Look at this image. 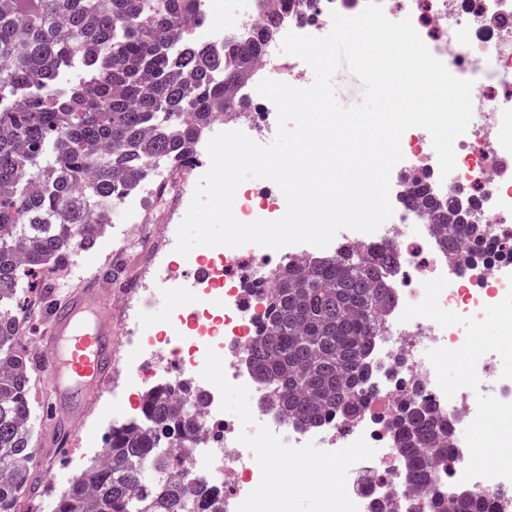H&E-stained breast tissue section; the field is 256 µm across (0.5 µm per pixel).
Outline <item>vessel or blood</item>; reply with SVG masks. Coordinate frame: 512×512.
<instances>
[{"mask_svg": "<svg viewBox=\"0 0 512 512\" xmlns=\"http://www.w3.org/2000/svg\"><path fill=\"white\" fill-rule=\"evenodd\" d=\"M112 335L98 288L84 289L58 305L43 339L44 369L55 383L47 400L52 413L84 412L86 396L112 373Z\"/></svg>", "mask_w": 512, "mask_h": 512, "instance_id": "1", "label": "vessel or blood"}]
</instances>
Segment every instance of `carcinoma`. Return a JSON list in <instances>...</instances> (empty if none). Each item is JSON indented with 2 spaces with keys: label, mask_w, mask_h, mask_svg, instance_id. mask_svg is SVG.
<instances>
[{
  "label": "carcinoma",
  "mask_w": 512,
  "mask_h": 512,
  "mask_svg": "<svg viewBox=\"0 0 512 512\" xmlns=\"http://www.w3.org/2000/svg\"><path fill=\"white\" fill-rule=\"evenodd\" d=\"M201 0H0V512H16L36 481L32 370L16 348L18 299L36 270H60L95 245L112 207L152 160L183 167L212 113L247 106L230 91L248 81L262 45L280 34L293 0H255L264 16L250 38L215 47L187 27ZM78 65L68 85L62 73ZM411 204L436 229L440 251L481 257L484 224L450 220L454 198L424 181ZM389 247H341L333 256L275 271L249 356L256 379L288 420L318 425L357 414L379 387L363 360L390 302ZM391 417L410 483L442 503L436 466L448 461L452 418L419 386ZM198 390L147 391L146 422L114 426L106 462L94 460L54 512H224V495L188 486L182 457L198 428ZM451 512H489L490 493L448 490Z\"/></svg>",
  "instance_id": "obj_1"
}]
</instances>
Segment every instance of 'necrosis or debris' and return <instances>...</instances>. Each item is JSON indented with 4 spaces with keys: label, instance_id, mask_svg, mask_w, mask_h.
I'll return each mask as SVG.
<instances>
[{
    "label": "necrosis or debris",
    "instance_id": "1",
    "mask_svg": "<svg viewBox=\"0 0 512 512\" xmlns=\"http://www.w3.org/2000/svg\"><path fill=\"white\" fill-rule=\"evenodd\" d=\"M236 0H202L206 17L193 29L201 41L218 45L253 24L242 14ZM367 0H318L313 18L288 22L298 34L320 35L330 30L332 12L353 16ZM385 15L393 21L410 19L430 51L457 78L473 83V115L466 132L455 141L456 168L450 180H442L437 155L429 133L407 130L401 140L407 161V181L392 183L393 216L374 233L340 231L328 253L341 245L382 244L396 249L398 265L389 276L392 300L387 308L381 336L369 353L368 378L382 388L369 398L362 411L347 424L329 419L314 428L288 423L273 412L253 406L246 415L228 419L221 415V389L231 385L251 395L260 387L250 371L247 352L256 325L265 311L272 283L270 266L312 259L313 251L297 245L267 250V266L252 269L248 277L235 275L241 259L252 245L238 248L206 247L197 259L208 267L197 280L193 295L197 305L185 310L171 300L169 327L153 332L140 317L127 320V343L132 348L124 362L126 383L137 388L143 364L184 360L188 372L207 381L200 422L199 450L184 464L186 481L204 477L224 492V512H287L289 483H272L271 471L285 474L301 465L304 451H320L323 467L312 471L308 483L317 486L323 512H374L378 498H399L413 512H428L426 491L407 488L405 472L385 423L405 400L410 384L442 410L451 412L467 429L498 432L512 424V370L501 362L507 353L501 347L475 345L471 336L489 329L512 334V260L502 257L500 244L512 240V227L501 224L512 215V85L503 93L490 86L512 76V0H382ZM277 45H264L250 80L238 88L240 97L252 103L251 112L216 120L214 129L247 127L252 138L265 142L274 137L277 125L271 119L273 104L256 91L257 84L278 68ZM200 165L169 168L150 166L147 178L125 192L119 202L124 222L116 235L124 249H132L134 224H160L163 234L155 241L149 267L170 287H178L177 269L170 258L176 245L177 219L185 215L191 195L187 182L203 176ZM429 180L442 194L469 186L482 190L484 203L476 217L491 224L486 240L489 253L483 264L448 260L438 250L433 227L410 210L403 196L411 180ZM501 309L496 326H487V306ZM467 352V371H479L481 386L489 392L490 405L477 404L468 386L449 387L443 373L450 356ZM455 464L449 481L489 489L512 487V434L500 445L485 449L480 461L469 451L453 448Z\"/></svg>",
    "mask_w": 512,
    "mask_h": 512
}]
</instances>
